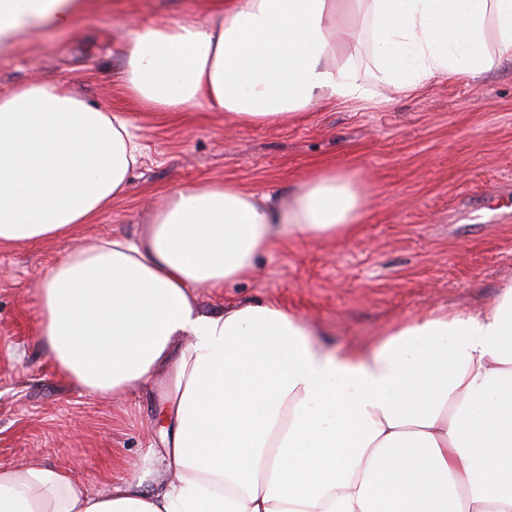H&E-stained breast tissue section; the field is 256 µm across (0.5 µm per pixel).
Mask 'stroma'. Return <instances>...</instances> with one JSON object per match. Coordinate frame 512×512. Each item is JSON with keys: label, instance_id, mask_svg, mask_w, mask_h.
<instances>
[{"label": "stroma", "instance_id": "1", "mask_svg": "<svg viewBox=\"0 0 512 512\" xmlns=\"http://www.w3.org/2000/svg\"><path fill=\"white\" fill-rule=\"evenodd\" d=\"M212 0H98L69 32L35 33L0 57V93L60 81L104 109L131 112L144 148L128 192L94 223L36 246L0 247V469L40 462L96 492L130 472L167 480L160 451L166 380L89 394L64 378L33 334L46 269L85 238L138 235L151 209L191 181L228 182L285 197L313 168L362 186L366 205L347 238L293 239L256 276L200 289L204 309L274 300L302 316L330 350L368 345L402 319L441 308L477 311L512 282V59L476 79L439 77L412 92L375 78L367 34L337 53L369 91L323 100L259 125L222 112L136 108L121 86L131 25L210 10Z\"/></svg>", "mask_w": 512, "mask_h": 512}]
</instances>
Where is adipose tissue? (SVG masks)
<instances>
[{"mask_svg":"<svg viewBox=\"0 0 512 512\" xmlns=\"http://www.w3.org/2000/svg\"><path fill=\"white\" fill-rule=\"evenodd\" d=\"M346 0H214L135 25L119 78L142 106L203 107L244 124L320 99H362L335 67ZM93 0H0V56ZM379 78L406 89L476 77L512 57V0H353ZM494 16L496 53L484 48ZM143 147L126 113L36 79L0 94V246L93 223L128 189ZM364 195L346 173L307 174L289 202L221 182L185 185L145 231L82 242L38 288L36 337L89 393L171 379L158 462L101 492L33 462L0 470V512H512V283L480 312L401 321L374 348L313 346L272 302L204 310L202 288L253 278L294 237L351 235Z\"/></svg>","mask_w":512,"mask_h":512,"instance_id":"adipose-tissue-1","label":"adipose tissue"}]
</instances>
